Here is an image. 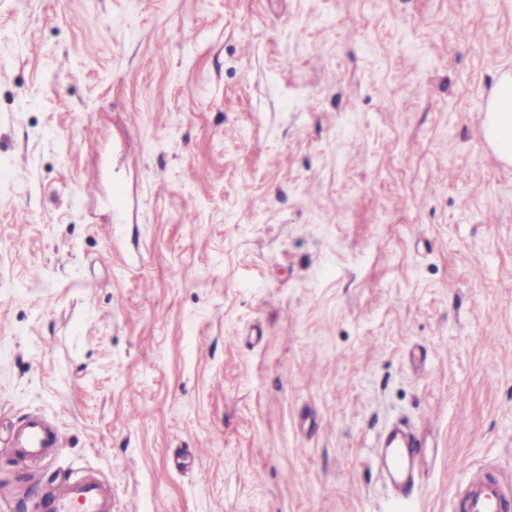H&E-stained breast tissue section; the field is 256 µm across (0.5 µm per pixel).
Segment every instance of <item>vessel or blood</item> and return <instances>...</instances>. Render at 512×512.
<instances>
[{
	"label": "vessel or blood",
	"instance_id": "1",
	"mask_svg": "<svg viewBox=\"0 0 512 512\" xmlns=\"http://www.w3.org/2000/svg\"><path fill=\"white\" fill-rule=\"evenodd\" d=\"M60 428L38 415L26 417L10 435V446L20 456L38 460L64 447ZM420 439L399 426L382 431L374 443L373 461L383 479L396 491L395 504L403 505L416 484L422 461ZM458 497L464 512H512V486L498 476L473 472ZM34 512H112V490L99 479L81 476L64 488L45 494Z\"/></svg>",
	"mask_w": 512,
	"mask_h": 512
}]
</instances>
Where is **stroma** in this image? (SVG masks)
Wrapping results in <instances>:
<instances>
[{"label":"stroma","mask_w":512,"mask_h":512,"mask_svg":"<svg viewBox=\"0 0 512 512\" xmlns=\"http://www.w3.org/2000/svg\"><path fill=\"white\" fill-rule=\"evenodd\" d=\"M506 71L512 0H0V512H380L397 418L417 512L512 481ZM484 136L497 157L512 163V75H503L489 101L483 121ZM65 446V436L60 428L38 415L26 417L10 435V448L20 456L38 460ZM373 461L383 479L397 492L391 497L397 505L406 504L416 484L422 461L423 442L398 425L382 431L376 438ZM35 512H112V489L99 479L81 476L64 488L43 495Z\"/></svg>","instance_id":"1"}]
</instances>
